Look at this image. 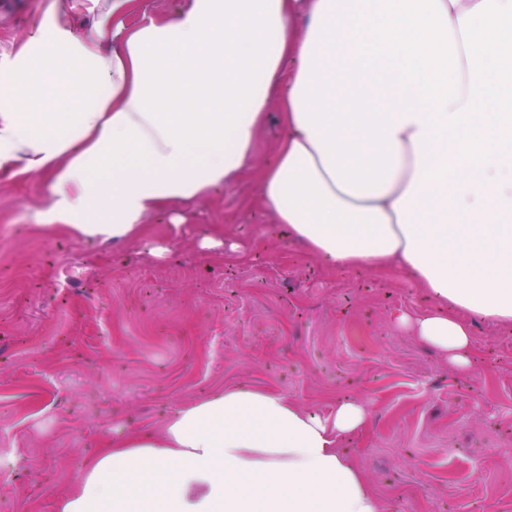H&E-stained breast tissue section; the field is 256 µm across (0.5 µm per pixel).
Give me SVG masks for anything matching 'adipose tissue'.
Segmentation results:
<instances>
[{"instance_id": "adipose-tissue-1", "label": "adipose tissue", "mask_w": 512, "mask_h": 512, "mask_svg": "<svg viewBox=\"0 0 512 512\" xmlns=\"http://www.w3.org/2000/svg\"><path fill=\"white\" fill-rule=\"evenodd\" d=\"M135 2L78 36L51 0L52 41L0 69V182L47 175L43 223L181 227L252 168L275 105L263 212L330 264L403 270L456 363L461 312L512 324V0H189L130 29ZM367 416L230 389L107 442L57 512H382L335 440Z\"/></svg>"}]
</instances>
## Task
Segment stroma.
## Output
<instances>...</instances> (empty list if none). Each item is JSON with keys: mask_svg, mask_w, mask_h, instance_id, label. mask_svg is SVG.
<instances>
[{"mask_svg": "<svg viewBox=\"0 0 512 512\" xmlns=\"http://www.w3.org/2000/svg\"><path fill=\"white\" fill-rule=\"evenodd\" d=\"M49 4L0 10V66L52 39ZM281 135L271 111L249 173L118 244L41 224L45 177L0 182V512H56L105 443L239 385L366 404L336 446L384 512H512V325L466 315L458 365L399 325L436 309L404 273L314 257L258 203Z\"/></svg>", "mask_w": 512, "mask_h": 512, "instance_id": "35a3bbf8", "label": "stroma"}]
</instances>
